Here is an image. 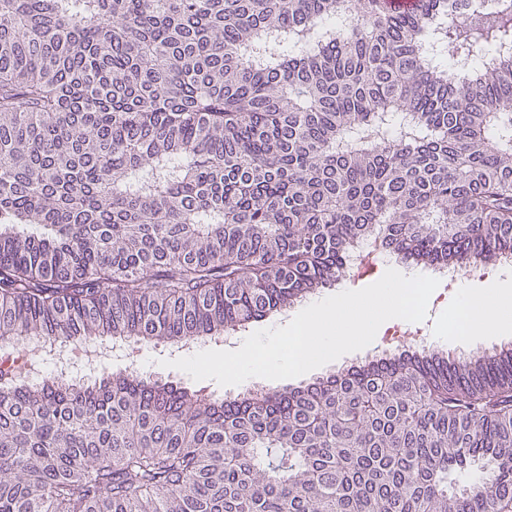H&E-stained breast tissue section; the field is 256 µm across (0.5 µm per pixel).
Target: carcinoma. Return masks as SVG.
I'll return each instance as SVG.
<instances>
[{"mask_svg": "<svg viewBox=\"0 0 512 512\" xmlns=\"http://www.w3.org/2000/svg\"><path fill=\"white\" fill-rule=\"evenodd\" d=\"M376 239L512 257V0H0V344L219 339ZM0 512H512V348L233 399L0 371Z\"/></svg>", "mask_w": 512, "mask_h": 512, "instance_id": "1", "label": "carcinoma"}]
</instances>
